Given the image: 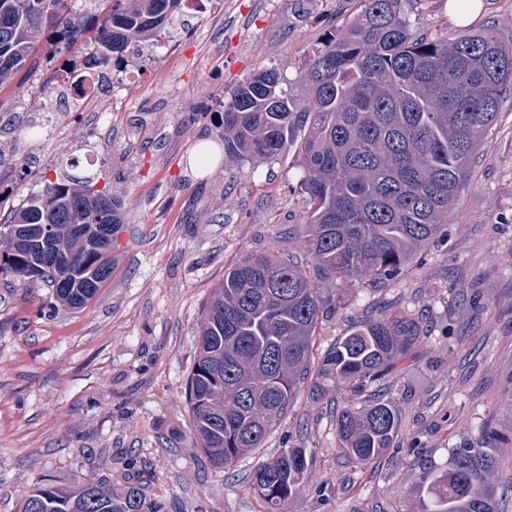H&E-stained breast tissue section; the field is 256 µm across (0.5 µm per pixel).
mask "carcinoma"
<instances>
[{
	"instance_id": "carcinoma-1",
	"label": "carcinoma",
	"mask_w": 512,
	"mask_h": 512,
	"mask_svg": "<svg viewBox=\"0 0 512 512\" xmlns=\"http://www.w3.org/2000/svg\"><path fill=\"white\" fill-rule=\"evenodd\" d=\"M0 0V91L18 76L51 71L54 87L73 66L52 67L40 39L55 33L58 51L92 33L82 66L89 76L132 45L146 48L190 29L183 0ZM348 25L329 32L307 59L308 99L297 109L288 85L266 68L237 85L219 121L224 156L281 158L296 148L301 189L310 207L300 225L307 260L292 254H246L224 270L197 325L186 404L198 448L219 470L264 447L305 382L319 396L347 387L363 396L336 416L338 445L357 467L393 447L401 415L381 394V380L424 337L402 313L367 318L318 362L312 345L320 318L346 306L345 287L381 284L445 236L452 209L470 180L471 162L512 97V42L488 27L452 39L414 29L404 0H363ZM97 178L66 172L10 213L5 226L53 224L55 251L91 269L62 281L42 268L43 248L0 235V275L54 288L58 301L85 308L112 277L108 238L122 223V202ZM97 218L99 251L78 246V225ZM512 444L487 427L452 449L429 490L432 512H499L497 449ZM301 448H284L248 482L263 512H284L303 490ZM19 512H167L163 496L134 459L114 488L91 478L63 487L41 479Z\"/></svg>"
}]
</instances>
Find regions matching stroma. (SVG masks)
<instances>
[{"label":"stroma","mask_w":512,"mask_h":512,"mask_svg":"<svg viewBox=\"0 0 512 512\" xmlns=\"http://www.w3.org/2000/svg\"><path fill=\"white\" fill-rule=\"evenodd\" d=\"M360 0H203L190 31L103 66L73 115L35 75L10 99L0 133V215L26 203L58 163L100 174L124 204L111 281L81 310L40 283L0 276V512H18L41 479L90 476L121 484L122 464L147 466L169 512H259L248 489L257 465L305 449L304 489L286 512H426V487L461 441L492 426L512 433V98L482 142L447 241L382 287L349 289L328 314L322 355L366 317L408 311L428 325L422 344L382 386L402 422L393 448L365 468L336 439L333 404L349 390L301 395L264 448L214 470L192 433L185 382L202 305L224 270L248 253L302 255L293 225L309 202L297 152L243 163L224 157L216 116L234 87L277 68L296 101L305 55L353 20ZM412 24L456 37L448 0H405ZM210 153L193 160L200 143Z\"/></svg>","instance_id":"35a3bbf8"}]
</instances>
